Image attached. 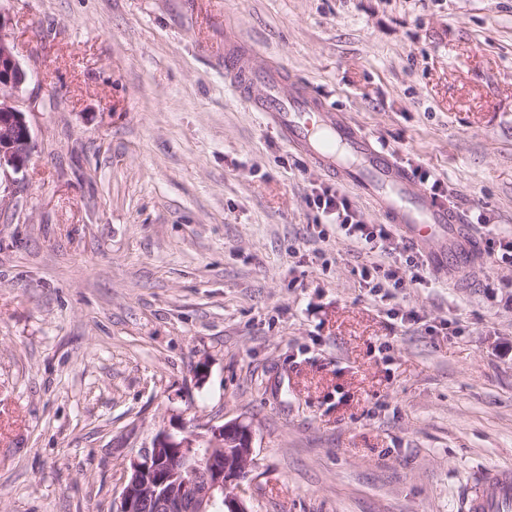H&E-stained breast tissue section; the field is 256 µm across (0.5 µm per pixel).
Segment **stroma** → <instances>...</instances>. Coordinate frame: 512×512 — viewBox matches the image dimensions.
Returning <instances> with one entry per match:
<instances>
[{
  "instance_id": "obj_1",
  "label": "stroma",
  "mask_w": 512,
  "mask_h": 512,
  "mask_svg": "<svg viewBox=\"0 0 512 512\" xmlns=\"http://www.w3.org/2000/svg\"><path fill=\"white\" fill-rule=\"evenodd\" d=\"M33 142L0 208V512H113L180 420L253 431L249 512H461L512 465V257L381 297L357 191L224 72L232 37L512 238V0H0ZM313 203L317 208H322L323 212L329 215H335L337 228L345 234L346 237L359 243L364 240L367 244H373L370 249H379L380 256L392 255L397 250L393 247L392 234L387 224H363L362 221L355 219V214L351 205L344 197H338L336 194L316 196Z\"/></svg>"
}]
</instances>
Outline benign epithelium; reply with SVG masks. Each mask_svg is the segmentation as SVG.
<instances>
[{"label":"benign epithelium","instance_id":"1","mask_svg":"<svg viewBox=\"0 0 512 512\" xmlns=\"http://www.w3.org/2000/svg\"><path fill=\"white\" fill-rule=\"evenodd\" d=\"M27 73L0 23V207L14 193L10 173L26 168L32 135L17 90ZM254 466L253 433L231 421L182 422L139 449L124 466L115 512H210L217 497L225 512H248L245 496Z\"/></svg>","mask_w":512,"mask_h":512}]
</instances>
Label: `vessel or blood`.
Instances as JSON below:
<instances>
[{
	"instance_id": "obj_1",
	"label": "vessel or blood",
	"mask_w": 512,
	"mask_h": 512,
	"mask_svg": "<svg viewBox=\"0 0 512 512\" xmlns=\"http://www.w3.org/2000/svg\"><path fill=\"white\" fill-rule=\"evenodd\" d=\"M224 69L240 97L255 111L265 113L290 147L322 170L339 174L413 242L447 241L449 225L460 221L458 213L421 192L412 173L378 149L343 114L302 90L283 93L282 74L256 70L250 55L237 42L224 43ZM449 243V249L440 246L434 250L436 266H445L451 259H469L470 244L461 240ZM461 508L463 512H512V467L486 469L468 482Z\"/></svg>"
}]
</instances>
